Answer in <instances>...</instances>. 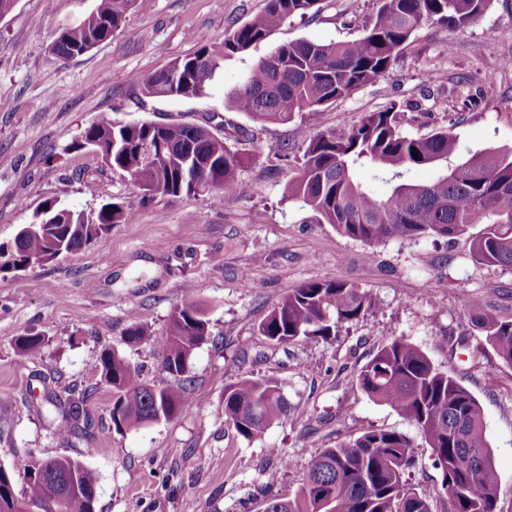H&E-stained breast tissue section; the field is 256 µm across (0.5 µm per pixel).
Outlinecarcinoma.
Segmentation results:
<instances>
[{
	"mask_svg": "<svg viewBox=\"0 0 512 512\" xmlns=\"http://www.w3.org/2000/svg\"><path fill=\"white\" fill-rule=\"evenodd\" d=\"M129 0H95L79 23L56 34L51 51L68 60L107 40L122 23ZM371 26L356 38L316 43L300 40L274 48L225 93L227 105L256 121L288 123L295 116L338 99L377 80L411 43L423 25L461 30L474 22L489 0H379ZM317 0H267L265 9L234 26L216 46L202 47L134 82L153 97H200L224 71L226 58L248 50ZM397 105L368 112L357 122L313 135L302 133V162L288 189L290 198L318 214L339 235L374 249L391 240L453 239L477 224L471 259L487 268L512 271V150H461L446 128L420 137L401 130ZM81 145L93 148L111 169L125 172L152 194L190 197L221 190L234 197L243 189L245 159L206 123H117L103 118L84 132ZM417 156H412V149ZM430 169L434 178H413ZM132 211L107 203L86 214L54 200L41 204L12 244L0 245V272L45 264L91 245L114 224H127ZM372 295L353 283L309 282L288 292L260 323L258 331L276 343L325 340L373 309ZM471 323L499 358L512 365V320L489 314L480 299L469 302ZM208 336V320L195 304L173 310L156 337L166 370L183 377L193 351ZM45 337L16 339L24 355L40 356ZM101 380L112 389L115 429L167 420L181 412L185 389L149 385L114 350L100 356ZM359 388L385 404L420 432L439 470L448 512H497L498 472L486 439L481 406L452 372L403 338L385 341L358 375ZM82 393L63 402L45 401L61 412L57 433L66 437L88 424ZM301 409L288 403L272 382L244 377L224 389L222 413L246 439L264 434ZM414 442L384 429L369 430L326 448L308 464L292 499H271L266 512H432L407 481L416 465ZM26 496L16 497L14 471L0 465V512H90L89 494L97 476L81 462L60 457L25 465Z\"/></svg>",
	"mask_w": 512,
	"mask_h": 512,
	"instance_id": "carcinoma-1",
	"label": "carcinoma"
}]
</instances>
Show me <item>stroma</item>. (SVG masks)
Masks as SVG:
<instances>
[{
    "label": "stroma",
    "instance_id": "35a3bbf8",
    "mask_svg": "<svg viewBox=\"0 0 512 512\" xmlns=\"http://www.w3.org/2000/svg\"><path fill=\"white\" fill-rule=\"evenodd\" d=\"M265 3L134 0L124 27L69 60L52 53L54 33L80 22L94 0H16L0 19V244L12 243L49 199L86 212L115 202L135 214L77 254L0 273V465L77 459L98 476L96 512H264L267 500L295 495L320 451L388 429L413 440L418 463L409 481L433 512H445L439 472L417 429L357 384L380 345L401 337L435 363L454 365L481 405L499 474L498 510L512 512V366L474 335L468 312L478 297L496 317L512 320V272L473 263L463 236L392 240L365 259L363 244L319 223L287 192L303 153L298 129L344 127L393 102L407 135L444 127L465 148L512 149V40L497 36L512 29V0H490L461 30L421 27L374 83L288 124L227 108L226 91L277 45L358 37L378 0H319L315 12L226 59L206 96L148 97L135 85V77L223 41L232 23ZM490 61L498 65L491 84L483 79ZM104 116L124 123L216 117L217 134L246 160L242 193L174 198L135 187L80 145ZM91 173L92 194L84 186ZM245 275L254 287H242ZM321 280L357 284L376 306L327 341L278 345L260 335V323L291 289ZM185 303L200 305L209 321L208 338L188 362L185 410L115 430L112 392L101 381L103 350L119 352L149 384L172 383L154 337ZM135 319L151 335L130 343L125 332ZM25 333L46 337L40 357L18 351ZM490 372L497 378L491 388ZM243 377L275 382L301 416L253 440L240 436L220 406L225 387ZM48 391L63 400L90 392L89 430L60 437L43 401Z\"/></svg>",
    "mask_w": 512,
    "mask_h": 512
}]
</instances>
